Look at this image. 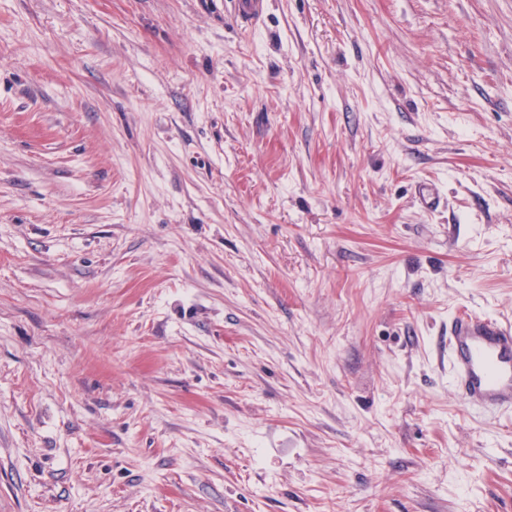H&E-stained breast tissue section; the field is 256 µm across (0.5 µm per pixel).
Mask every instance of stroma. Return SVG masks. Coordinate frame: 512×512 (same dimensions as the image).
Instances as JSON below:
<instances>
[{
	"instance_id": "stroma-1",
	"label": "stroma",
	"mask_w": 512,
	"mask_h": 512,
	"mask_svg": "<svg viewBox=\"0 0 512 512\" xmlns=\"http://www.w3.org/2000/svg\"><path fill=\"white\" fill-rule=\"evenodd\" d=\"M462 310L512 0H0V512H512Z\"/></svg>"
}]
</instances>
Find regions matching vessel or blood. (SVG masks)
<instances>
[{"instance_id":"vessel-or-blood-1","label":"vessel or blood","mask_w":512,"mask_h":512,"mask_svg":"<svg viewBox=\"0 0 512 512\" xmlns=\"http://www.w3.org/2000/svg\"><path fill=\"white\" fill-rule=\"evenodd\" d=\"M457 391L470 409L512 413V324L463 312L448 325Z\"/></svg>"}]
</instances>
